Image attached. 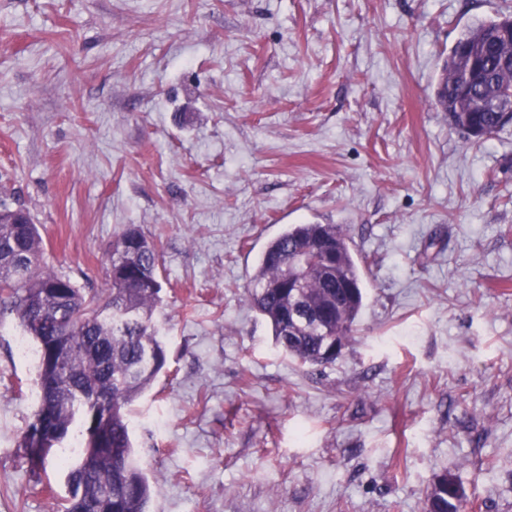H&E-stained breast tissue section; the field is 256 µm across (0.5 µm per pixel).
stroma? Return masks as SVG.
Returning a JSON list of instances; mask_svg holds the SVG:
<instances>
[{
  "instance_id": "35a3bbf8",
  "label": "stroma",
  "mask_w": 512,
  "mask_h": 512,
  "mask_svg": "<svg viewBox=\"0 0 512 512\" xmlns=\"http://www.w3.org/2000/svg\"><path fill=\"white\" fill-rule=\"evenodd\" d=\"M512 0H0V201L85 291L137 225L166 367L131 407L151 512H424L436 475L512 512V124L435 104ZM289 224H338L361 329L332 365L245 290ZM0 325V512H54L17 445L35 369Z\"/></svg>"
}]
</instances>
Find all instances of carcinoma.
I'll list each match as a JSON object with an SVG mask.
<instances>
[{
  "label": "carcinoma",
  "instance_id": "carcinoma-1",
  "mask_svg": "<svg viewBox=\"0 0 512 512\" xmlns=\"http://www.w3.org/2000/svg\"><path fill=\"white\" fill-rule=\"evenodd\" d=\"M496 21L464 31L450 49L435 97L451 125L488 137L512 122L495 104L512 96V32L486 33ZM475 58L482 77L469 98L461 76ZM42 238L22 208L0 202V321L14 317L37 356V408L18 447L29 473L43 480L55 463L68 496L60 512H149L152 489L133 454L129 406L155 382L166 352L153 320L162 303V254L139 227L112 244L109 287L87 294L44 266ZM313 257L299 288H288L297 254ZM248 302L271 325L275 345L302 365L324 366L326 350L358 330L364 282L350 240L337 224H291L262 253ZM80 440L78 455L62 459ZM459 477L436 476L425 512H468Z\"/></svg>",
  "mask_w": 512,
  "mask_h": 512
}]
</instances>
